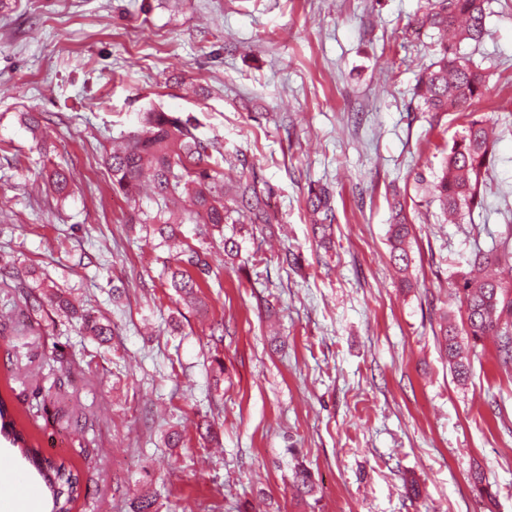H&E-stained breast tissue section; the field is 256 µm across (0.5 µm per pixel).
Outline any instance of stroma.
Segmentation results:
<instances>
[{"mask_svg":"<svg viewBox=\"0 0 512 512\" xmlns=\"http://www.w3.org/2000/svg\"><path fill=\"white\" fill-rule=\"evenodd\" d=\"M421 3L0 0V394L45 456L78 470L73 512H130L148 490L158 512H512V369L488 339L458 385L435 337L440 315L459 313L472 252L512 231V123L498 126L482 207L443 223L415 178L439 168L437 145L464 119L412 99L431 59L404 36ZM474 60L490 87L475 111H511L512 8L498 0ZM153 109L195 117L225 162L247 158L279 219L271 235L182 225L211 264L191 306L104 163ZM56 169L71 174L61 194ZM313 182L334 190L329 252L308 221ZM396 197L413 222L410 290L389 258ZM228 236L242 254L230 266ZM46 291L114 335L33 306ZM300 464L305 499L291 487ZM72 316L76 318L82 327L93 336H111L112 327L109 324H103L99 317L89 310L78 311L74 308L70 311Z\"/></svg>","mask_w":512,"mask_h":512,"instance_id":"obj_1","label":"stroma"}]
</instances>
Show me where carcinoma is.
<instances>
[{
  "instance_id": "obj_1",
  "label": "carcinoma",
  "mask_w": 512,
  "mask_h": 512,
  "mask_svg": "<svg viewBox=\"0 0 512 512\" xmlns=\"http://www.w3.org/2000/svg\"><path fill=\"white\" fill-rule=\"evenodd\" d=\"M489 0H425L409 29L430 39L434 60L421 66L413 96L418 108L434 114L456 112L464 119L462 131L441 148L443 158L433 180L425 183L430 201L439 205L449 222L483 205L480 179L495 163L494 142L490 135L491 118L473 110L488 89V77L472 56L462 52L464 45L480 44L486 32ZM193 117L181 118L168 112L142 113L140 129L121 136L107 153L112 172V189L128 200L140 194L143 171L152 173L151 192L158 211L154 232L162 242L176 237L181 224H209L220 228L231 222L263 224L267 230L278 223L268 204V191L258 187L253 177L240 176L224 187V168L214 156L213 142L196 134ZM306 205L311 215L314 238L324 241L335 221L330 188L313 184L307 189ZM412 228L404 204L394 202V223L389 228L390 261L406 288L413 287L409 276L411 257L409 238ZM471 271L457 289L463 308L461 323L443 316L439 323V345L454 378L465 382L470 364L464 351L473 349L485 337H493L498 360L512 364V238L495 248L474 251L469 259ZM507 267V276L483 274L488 267ZM210 273L206 253L184 243L167 267L168 287L184 301L195 299ZM82 327L94 336L112 335L89 310H71ZM0 436L17 448L36 471L51 495L50 512H72L80 496L78 473L65 461L43 455L26 429L19 425L4 398L0 397ZM297 494L312 491L311 472L305 467L293 473Z\"/></svg>"
}]
</instances>
